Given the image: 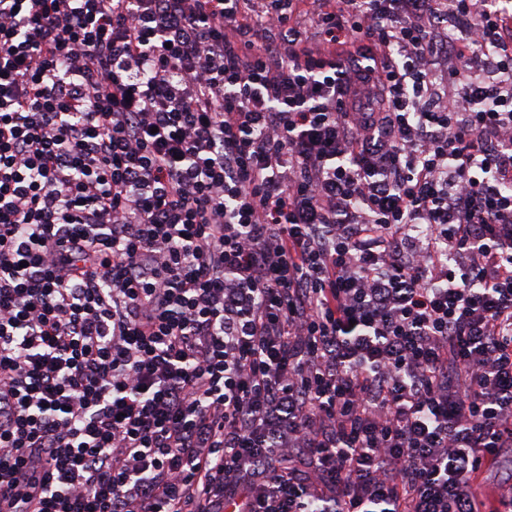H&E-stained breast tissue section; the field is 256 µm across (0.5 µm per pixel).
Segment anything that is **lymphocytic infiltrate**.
I'll return each instance as SVG.
<instances>
[{"label": "lymphocytic infiltrate", "mask_w": 512, "mask_h": 512, "mask_svg": "<svg viewBox=\"0 0 512 512\" xmlns=\"http://www.w3.org/2000/svg\"><path fill=\"white\" fill-rule=\"evenodd\" d=\"M512 0H0V512H512ZM512 474V451L511 448H505L501 455L499 464L489 471L483 481L481 491H493L497 487L505 485L510 480Z\"/></svg>", "instance_id": "1"}]
</instances>
